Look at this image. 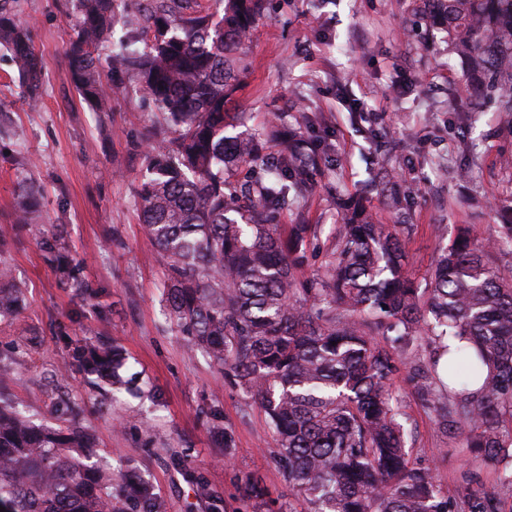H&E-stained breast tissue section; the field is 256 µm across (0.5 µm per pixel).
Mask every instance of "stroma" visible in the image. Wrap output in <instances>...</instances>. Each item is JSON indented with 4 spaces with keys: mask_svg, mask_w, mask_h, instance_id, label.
<instances>
[{
    "mask_svg": "<svg viewBox=\"0 0 512 512\" xmlns=\"http://www.w3.org/2000/svg\"><path fill=\"white\" fill-rule=\"evenodd\" d=\"M29 21L42 61V102L29 109L7 49H0V107L21 130L0 140V259L23 289L17 335H0V371L9 375L0 397L34 423H59L58 411L78 403L74 424L89 432L97 454L115 472L135 467L160 497L165 512H253L240 499L239 478L250 475L287 503L288 483L274 459L275 442L265 415L203 354L188 353L164 300L167 269L140 224L135 188L140 149L155 130L151 109L113 75L125 91L112 94L110 109L94 113L71 80L65 47L73 34V0H9ZM236 98L251 124L265 125L282 112L314 117L305 134L330 144L339 158L319 180L301 214L285 224H309L311 267L340 222L337 191H366L377 219L391 213L366 183L378 151L350 123L364 112L372 126H393L415 145L398 156L403 177L416 181L407 240L417 277L430 270L444 239L457 225L474 227L481 242L500 233L494 194L512 188L501 166L512 158V134L502 117L480 101L454 111L450 88L461 86L456 56L418 26L406 0H264L252 37L243 49ZM476 176L459 180V168ZM43 189V224L60 231L65 254L84 263L94 295H79L47 263L35 240L12 222L22 181ZM93 329L120 347L121 371L130 390L112 391L96 377L63 372L77 339ZM411 431L418 464L435 467L447 490L478 466L466 449L438 428L422 406L407 372L394 380ZM232 431L234 445L215 443L217 428ZM207 482L213 498L195 497L192 478Z\"/></svg>",
    "mask_w": 512,
    "mask_h": 512,
    "instance_id": "35a3bbf8",
    "label": "stroma"
}]
</instances>
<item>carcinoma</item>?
<instances>
[{
  "instance_id": "carcinoma-1",
  "label": "carcinoma",
  "mask_w": 512,
  "mask_h": 512,
  "mask_svg": "<svg viewBox=\"0 0 512 512\" xmlns=\"http://www.w3.org/2000/svg\"><path fill=\"white\" fill-rule=\"evenodd\" d=\"M75 0L66 48L81 99L108 111L99 68L130 75L172 135L143 152L136 195L141 224L167 268L165 300L191 351L254 398L276 444L275 463L295 503L288 512H512V271L493 254L512 251V197L497 213L502 235L484 246L468 227L439 250L429 277L407 268L414 188L391 158L369 169L394 223L374 219L361 192L336 195L341 224L308 272L310 224L281 232L313 176L336 166L331 148L280 117L248 125L234 94L241 57L262 0ZM426 30L442 34L465 80L512 115V0H410ZM126 34L117 39L114 28ZM150 29L152 38L138 31ZM0 46L9 50L31 108L42 97V63L29 25L0 3ZM278 141L271 160L262 139ZM40 199L24 185L13 223L31 231L68 287L90 294L82 263L40 227ZM22 288L0 262V320L18 314ZM121 350L89 331L71 370L128 388ZM409 368L442 433L455 435L489 470L453 493L412 462L393 379ZM244 499L265 488L240 478ZM0 507L5 512H162L152 486L128 471L114 479L89 433L35 425L0 403Z\"/></svg>"
}]
</instances>
